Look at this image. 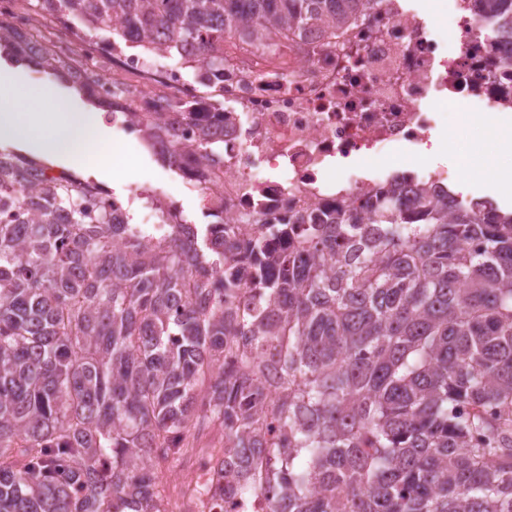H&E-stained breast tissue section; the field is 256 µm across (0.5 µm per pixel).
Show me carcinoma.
I'll use <instances>...</instances> for the list:
<instances>
[{
    "mask_svg": "<svg viewBox=\"0 0 512 512\" xmlns=\"http://www.w3.org/2000/svg\"><path fill=\"white\" fill-rule=\"evenodd\" d=\"M362 0H37L80 41L224 68V36L272 48ZM512 30V0H485ZM0 15V53L67 78ZM145 139L174 167L175 154ZM198 127L202 157L224 142ZM0 512H161L154 461L217 422L258 453L272 512H512V213L395 178L355 211L312 209L248 240L224 219L165 245L90 209L62 173L0 157ZM288 237V251L270 241ZM479 248L472 249L469 243ZM255 287L236 314L237 259ZM249 351L224 361L236 337Z\"/></svg>",
    "mask_w": 512,
    "mask_h": 512,
    "instance_id": "carcinoma-1",
    "label": "carcinoma"
}]
</instances>
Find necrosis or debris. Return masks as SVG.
Here are the masks:
<instances>
[{
    "mask_svg": "<svg viewBox=\"0 0 512 512\" xmlns=\"http://www.w3.org/2000/svg\"><path fill=\"white\" fill-rule=\"evenodd\" d=\"M492 23L473 0H367L344 24L285 32L271 50L225 38L224 68L204 90L164 53L117 44L108 58L122 89L101 88L99 101L117 131L138 142L132 113H156L183 185L246 239L314 207H355L403 165L431 187L461 182L459 169L434 170L421 157L434 143L479 137L453 101L486 118L512 114V40L488 39ZM219 100L224 160L211 164L198 160L195 122L179 107L208 112ZM233 459L197 455L184 502L210 507L211 487L224 482L220 463Z\"/></svg>",
    "mask_w": 512,
    "mask_h": 512,
    "instance_id": "obj_1",
    "label": "necrosis or debris"
}]
</instances>
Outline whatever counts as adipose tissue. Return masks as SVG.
Instances as JSON below:
<instances>
[{"mask_svg": "<svg viewBox=\"0 0 512 512\" xmlns=\"http://www.w3.org/2000/svg\"><path fill=\"white\" fill-rule=\"evenodd\" d=\"M46 101L65 113L64 121L48 126L40 109L41 103ZM7 131L34 152L48 156L67 153L80 163L85 162L90 143L104 136V126L97 114L77 110L70 99L49 85L39 86L34 95L27 98L22 122L10 124Z\"/></svg>", "mask_w": 512, "mask_h": 512, "instance_id": "adipose-tissue-1", "label": "adipose tissue"}]
</instances>
